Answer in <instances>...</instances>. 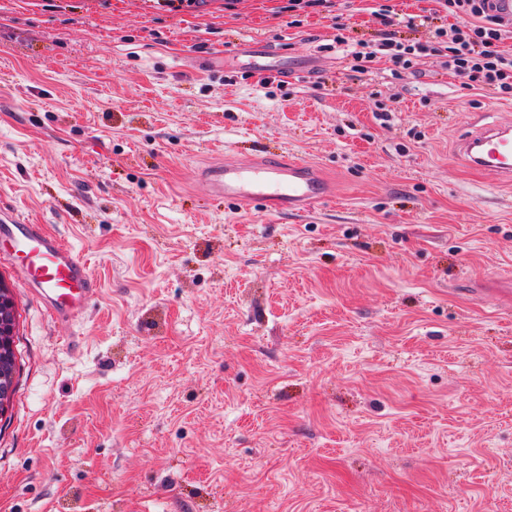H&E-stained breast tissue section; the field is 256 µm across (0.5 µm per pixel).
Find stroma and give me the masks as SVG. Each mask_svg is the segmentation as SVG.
<instances>
[{"label":"stroma","instance_id":"35a3bbf8","mask_svg":"<svg viewBox=\"0 0 512 512\" xmlns=\"http://www.w3.org/2000/svg\"><path fill=\"white\" fill-rule=\"evenodd\" d=\"M0 0V203L100 283L17 311L0 512H512V183L457 141L512 99L441 57L351 66L431 0ZM260 37L293 74L224 61ZM281 151L331 200L224 203L194 169Z\"/></svg>","mask_w":512,"mask_h":512}]
</instances>
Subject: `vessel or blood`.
<instances>
[{
  "label": "vessel or blood",
  "instance_id": "vessel-or-blood-1",
  "mask_svg": "<svg viewBox=\"0 0 512 512\" xmlns=\"http://www.w3.org/2000/svg\"><path fill=\"white\" fill-rule=\"evenodd\" d=\"M245 55L250 71L287 77L279 52L254 40ZM469 167L512 180V128L493 126L464 135L458 145ZM198 183L225 202L270 214L304 213L331 195L310 164L285 156L225 161L198 170ZM0 262L9 264L62 324L81 320L100 287L85 261L60 236L17 212L0 209Z\"/></svg>",
  "mask_w": 512,
  "mask_h": 512
}]
</instances>
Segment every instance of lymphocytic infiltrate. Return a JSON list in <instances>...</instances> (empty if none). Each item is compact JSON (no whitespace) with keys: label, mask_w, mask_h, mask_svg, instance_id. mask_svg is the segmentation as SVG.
<instances>
[{"label":"lymphocytic infiltrate","mask_w":512,"mask_h":512,"mask_svg":"<svg viewBox=\"0 0 512 512\" xmlns=\"http://www.w3.org/2000/svg\"><path fill=\"white\" fill-rule=\"evenodd\" d=\"M441 8L455 16L450 26H433L430 16H422L423 26L434 29L430 44L405 43L389 35L369 50L353 52L354 67L368 72L377 56L389 57L395 67L412 69L426 54L443 57L446 68L470 90L493 89L512 97V53L502 44L512 39V20L498 16L490 0H437Z\"/></svg>","instance_id":"obj_1"}]
</instances>
